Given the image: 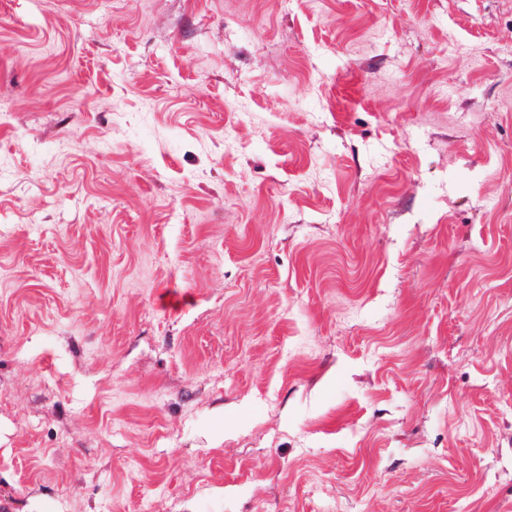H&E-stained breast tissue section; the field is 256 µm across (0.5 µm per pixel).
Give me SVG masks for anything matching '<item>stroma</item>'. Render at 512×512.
<instances>
[{
    "label": "stroma",
    "instance_id": "35a3bbf8",
    "mask_svg": "<svg viewBox=\"0 0 512 512\" xmlns=\"http://www.w3.org/2000/svg\"><path fill=\"white\" fill-rule=\"evenodd\" d=\"M0 512H512V0H0Z\"/></svg>",
    "mask_w": 512,
    "mask_h": 512
}]
</instances>
